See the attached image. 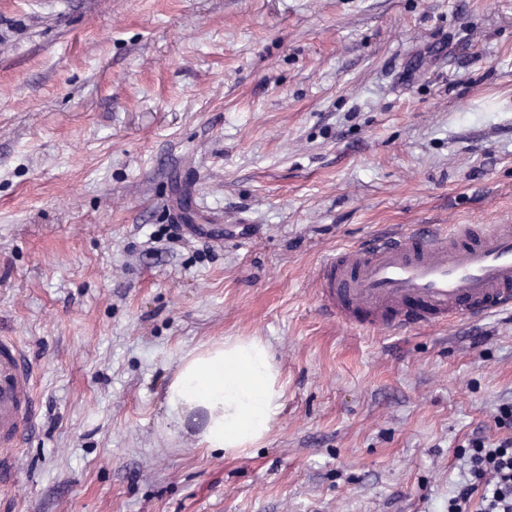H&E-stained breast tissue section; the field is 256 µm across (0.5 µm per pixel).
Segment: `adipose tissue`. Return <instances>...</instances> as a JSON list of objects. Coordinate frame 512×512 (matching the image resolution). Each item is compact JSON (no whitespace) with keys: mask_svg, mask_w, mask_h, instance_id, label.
<instances>
[{"mask_svg":"<svg viewBox=\"0 0 512 512\" xmlns=\"http://www.w3.org/2000/svg\"><path fill=\"white\" fill-rule=\"evenodd\" d=\"M285 382L257 337L206 343L182 356L165 390L169 423L197 425L199 447L233 456L262 442L277 422Z\"/></svg>","mask_w":512,"mask_h":512,"instance_id":"obj_1","label":"adipose tissue"}]
</instances>
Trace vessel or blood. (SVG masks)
Here are the masks:
<instances>
[{"mask_svg":"<svg viewBox=\"0 0 512 512\" xmlns=\"http://www.w3.org/2000/svg\"><path fill=\"white\" fill-rule=\"evenodd\" d=\"M316 282L324 315L364 329L486 318L512 308V225L390 231L324 257ZM35 382L23 346L0 336V475L34 421Z\"/></svg>","mask_w":512,"mask_h":512,"instance_id":"obj_1","label":"vessel or blood"}]
</instances>
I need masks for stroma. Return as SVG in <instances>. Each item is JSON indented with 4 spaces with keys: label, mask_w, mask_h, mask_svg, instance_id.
Returning a JSON list of instances; mask_svg holds the SVG:
<instances>
[{
    "label": "stroma",
    "mask_w": 512,
    "mask_h": 512,
    "mask_svg": "<svg viewBox=\"0 0 512 512\" xmlns=\"http://www.w3.org/2000/svg\"><path fill=\"white\" fill-rule=\"evenodd\" d=\"M432 224H512V0H0V336L38 373L0 512H446L512 311L373 331L314 284ZM236 336L285 397L227 457L164 393Z\"/></svg>",
    "instance_id": "1"
}]
</instances>
